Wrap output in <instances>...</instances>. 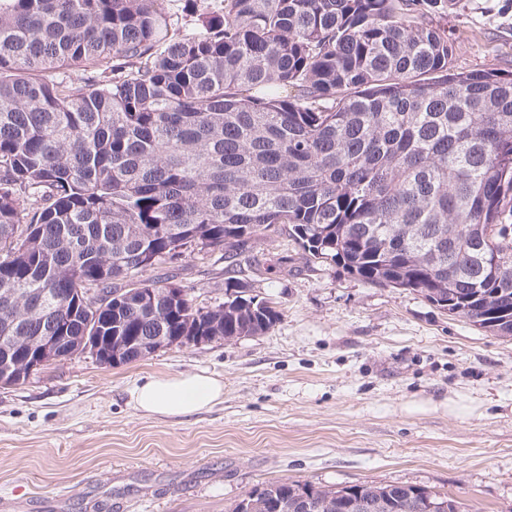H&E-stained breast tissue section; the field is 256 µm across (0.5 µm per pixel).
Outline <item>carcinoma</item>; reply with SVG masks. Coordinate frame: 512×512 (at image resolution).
Segmentation results:
<instances>
[{"instance_id": "1", "label": "carcinoma", "mask_w": 512, "mask_h": 512, "mask_svg": "<svg viewBox=\"0 0 512 512\" xmlns=\"http://www.w3.org/2000/svg\"><path fill=\"white\" fill-rule=\"evenodd\" d=\"M454 0H0V382L36 337L258 336L280 320L230 282L204 310L157 265L237 255L282 224L310 260L410 288L512 337V75L460 71L432 15ZM91 73L78 86L69 72ZM150 288L142 304L123 291ZM61 299L33 309L40 293ZM112 303H107V300ZM311 512L413 485L271 481L242 505Z\"/></svg>"}]
</instances>
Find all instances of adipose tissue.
<instances>
[{"label": "adipose tissue", "instance_id": "adipose-tissue-1", "mask_svg": "<svg viewBox=\"0 0 512 512\" xmlns=\"http://www.w3.org/2000/svg\"><path fill=\"white\" fill-rule=\"evenodd\" d=\"M223 399V382L198 373L151 377L137 385L132 395L137 410L165 417H179L206 410Z\"/></svg>", "mask_w": 512, "mask_h": 512}]
</instances>
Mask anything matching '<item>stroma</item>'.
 <instances>
[{
    "mask_svg": "<svg viewBox=\"0 0 512 512\" xmlns=\"http://www.w3.org/2000/svg\"><path fill=\"white\" fill-rule=\"evenodd\" d=\"M464 2L440 20L455 67L511 75L512 0ZM156 273L205 309L236 277L281 319L259 336L117 365L83 353L0 384V499L14 512H56L62 490L65 512H231L285 478L419 485L477 512H512V339L420 292L306 261L281 230L235 258L195 250ZM181 373L221 379L223 402L180 417L133 407L143 378Z\"/></svg>",
    "mask_w": 512,
    "mask_h": 512,
    "instance_id": "obj_1",
    "label": "stroma"
}]
</instances>
